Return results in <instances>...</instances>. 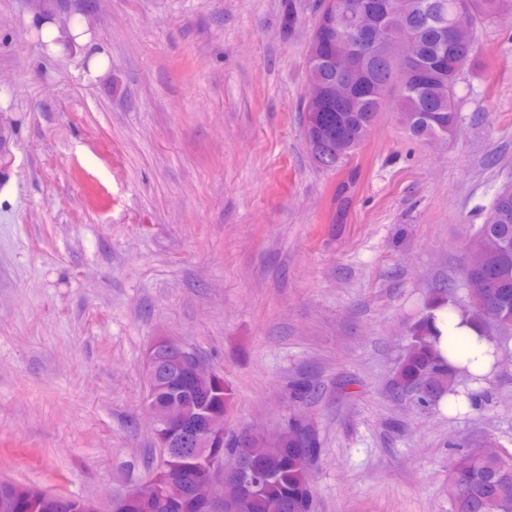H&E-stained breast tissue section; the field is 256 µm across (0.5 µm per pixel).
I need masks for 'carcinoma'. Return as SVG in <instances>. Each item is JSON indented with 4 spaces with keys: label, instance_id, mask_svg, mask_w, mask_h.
Wrapping results in <instances>:
<instances>
[{
    "label": "carcinoma",
    "instance_id": "1",
    "mask_svg": "<svg viewBox=\"0 0 512 512\" xmlns=\"http://www.w3.org/2000/svg\"><path fill=\"white\" fill-rule=\"evenodd\" d=\"M347 6L335 17L347 45L364 60L369 75L357 87L351 112H333L322 100L342 80L333 66L318 61L320 49L309 38L307 53L308 93L302 103L304 136L308 149L322 143L335 153L336 166L352 157L365 142L379 114L395 112L414 139H447L457 128V86L470 61L477 27L493 18L512 0H403L401 9L376 24L377 44L364 46L355 38L360 0H341ZM408 35L415 56L396 55L390 36ZM429 71L426 82L413 78L414 70ZM341 139H336V130ZM462 286L470 295V313L480 325L496 319L502 331L512 330V186L493 198L483 224L468 242V261ZM458 370L439 359L431 340L428 316L411 330L410 341L395 373L392 389L397 394L415 392L418 409L427 411L446 395H464L470 406L473 394L456 389ZM289 395L306 402L314 386L299 376L288 384ZM231 393L215 388L204 379L196 394L185 404L193 410L209 407L205 425L224 417ZM224 456L245 458L259 473L256 490L241 493L240 476L230 471L224 477V506L227 512H304L302 500L312 489V474L321 453L320 435L312 423L280 434L245 441L235 448L224 439ZM167 468L159 464L144 484L129 497L125 512H196L190 492L174 484L161 495L155 483L168 484ZM12 508L0 512H66L64 498L21 482L6 487ZM448 496L454 512H512V460L478 448L456 453L448 476Z\"/></svg>",
    "mask_w": 512,
    "mask_h": 512
}]
</instances>
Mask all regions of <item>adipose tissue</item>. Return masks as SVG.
<instances>
[{
	"label": "adipose tissue",
	"mask_w": 512,
	"mask_h": 512,
	"mask_svg": "<svg viewBox=\"0 0 512 512\" xmlns=\"http://www.w3.org/2000/svg\"><path fill=\"white\" fill-rule=\"evenodd\" d=\"M432 315L433 342L441 357L453 366L467 368L471 375L490 376V353L494 348L490 336L463 310L437 306L433 308ZM458 339L466 344V354L460 355L450 350V343Z\"/></svg>",
	"instance_id": "obj_1"
}]
</instances>
